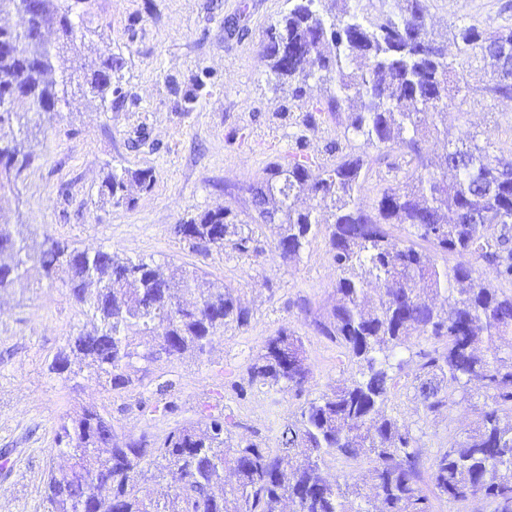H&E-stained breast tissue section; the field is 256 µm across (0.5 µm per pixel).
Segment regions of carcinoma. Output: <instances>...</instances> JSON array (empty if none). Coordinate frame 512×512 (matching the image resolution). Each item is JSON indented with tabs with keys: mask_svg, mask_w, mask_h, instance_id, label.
Listing matches in <instances>:
<instances>
[{
	"mask_svg": "<svg viewBox=\"0 0 512 512\" xmlns=\"http://www.w3.org/2000/svg\"><path fill=\"white\" fill-rule=\"evenodd\" d=\"M294 0L271 27L262 55L281 84L299 94L311 79L336 93L330 112L348 111L343 134L365 148L399 150L373 202L363 203L365 159L354 152L335 165L312 169L309 158L288 167L274 164L243 191L257 213L254 224H278L275 248L285 263L300 258L312 228L326 224L336 268V302L313 320L314 330L342 347L358 374L306 399L278 428L277 448L252 439L234 440L226 418L209 414L162 437L127 435L105 409L83 405L61 419L55 452L70 461L50 469L44 486L47 512H432L430 495L454 502L474 499L512 512V294L486 287L471 262L440 264L437 255L480 260L512 284V156L497 152L492 133L431 122L432 136L447 143L442 153L421 145L424 116L448 108V80L455 75L446 48L429 30L428 0H408L405 12L361 15L353 0ZM81 0H0V13L24 16L20 29L0 27V202L18 197V183L34 160L28 113L53 116L72 88L100 104L121 99L112 72L123 59L103 52L72 27ZM56 27L50 45L44 30ZM453 39L469 68L490 59L499 77L480 92L512 97V69L495 49L512 48V27L487 32L455 26ZM87 50L96 58L77 75L69 55ZM150 169H110L100 195L113 205L135 202L147 190ZM307 193L315 202L300 209ZM403 224L412 239L398 242L386 230ZM193 248L208 251L230 242L246 249L253 229L234 221L228 208L209 210L176 227ZM62 273L75 301L86 308L92 329L68 340L49 370L64 382L93 378L107 394L143 380L149 367L186 353L198 356L220 329L248 325L249 310L225 288H201L195 268L160 271L153 258L116 251H80L49 237L31 240L21 224H0V293L31 272ZM443 343L421 350L410 390L424 416L440 414L476 378L483 406L448 447L430 459L432 494L419 484L422 451L411 426L388 413L391 390L403 361L392 362L410 332ZM312 370L304 340L287 329L270 337L250 366L248 385L303 395ZM366 456L373 466L358 479L329 476L327 458ZM178 474L174 489L153 495L140 482L163 471Z\"/></svg>",
	"mask_w": 512,
	"mask_h": 512,
	"instance_id": "obj_1",
	"label": "carcinoma"
}]
</instances>
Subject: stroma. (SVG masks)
<instances>
[{
    "instance_id": "1",
    "label": "stroma",
    "mask_w": 512,
    "mask_h": 512,
    "mask_svg": "<svg viewBox=\"0 0 512 512\" xmlns=\"http://www.w3.org/2000/svg\"><path fill=\"white\" fill-rule=\"evenodd\" d=\"M288 0H83L79 9L95 30L94 44L123 57L112 84L124 102L103 106L70 96L52 118L32 117L35 155L17 199L0 204V224H26L93 252L111 249L200 271L204 286L225 287L250 310L248 326L226 328L202 357L151 365L141 383L106 394L96 381L72 387L50 373L54 355L89 325L65 283L38 274L0 294V512H46L44 480L62 465L53 453L57 424L77 403L107 405L112 420L134 435L160 436L203 415L228 416L234 436L274 446V429L290 419L302 397L247 385V369L270 336L288 328L305 341L313 370L310 393L353 377L357 367L343 348L317 336L311 315L335 301L336 269L329 232L319 226L297 262L275 249L277 228L255 227L248 250L232 245L203 254L176 235V225L206 211L229 208L239 223L253 213L243 185L263 179L271 164L307 155L316 165L350 151L345 114L326 111L333 86L310 80L303 96L275 79L261 54L270 25L287 14ZM433 36L453 48L454 24L486 31L512 26V0H429ZM491 69L472 71L476 91L448 94V133L460 120L494 131L502 154L512 153V100L478 88ZM152 169L149 190L132 206L100 197L109 166ZM172 381L166 396L158 383ZM171 409L158 408V399ZM389 413L404 418L430 458L472 421L470 401L454 396L447 411L423 417L406 389Z\"/></svg>"
}]
</instances>
